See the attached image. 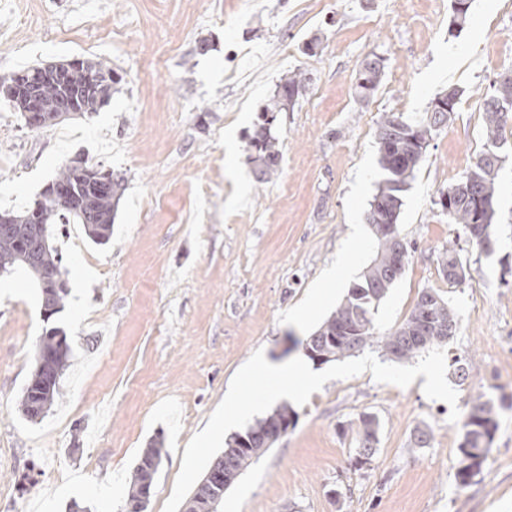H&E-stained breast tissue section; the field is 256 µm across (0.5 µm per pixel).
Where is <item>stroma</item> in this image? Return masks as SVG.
Instances as JSON below:
<instances>
[{"mask_svg":"<svg viewBox=\"0 0 512 512\" xmlns=\"http://www.w3.org/2000/svg\"><path fill=\"white\" fill-rule=\"evenodd\" d=\"M373 55L383 79L361 102L355 76ZM75 57L122 80L98 111L36 130L0 97V210L33 205L78 158L121 176L124 191L106 244L83 225L55 227L62 311L44 316L26 273L0 275V512H68L73 501L124 512L133 467L156 439L166 455L147 512H163L187 443L237 370L259 349L276 365L302 353L374 256L379 120H420L451 87L463 96L404 194L399 229L412 249L375 324L401 322L422 290L449 298L460 330L445 359L469 375L446 378L459 405L484 394L497 406L481 474L459 484L460 426L423 378L400 388L367 371L298 407L295 428L225 491L219 512H512V120L493 253L436 205L484 148V95L512 69V0H473L460 26L452 0H0V76ZM299 69L312 81L271 126L280 168L257 182L249 136ZM346 249L352 269L332 299L314 301ZM448 249L466 264L458 285L438 266ZM53 327L70 365L31 422L19 397ZM364 413L379 420V443L358 470L352 425ZM419 428L432 434L427 447L413 444Z\"/></svg>","mask_w":512,"mask_h":512,"instance_id":"obj_1","label":"stroma"}]
</instances>
